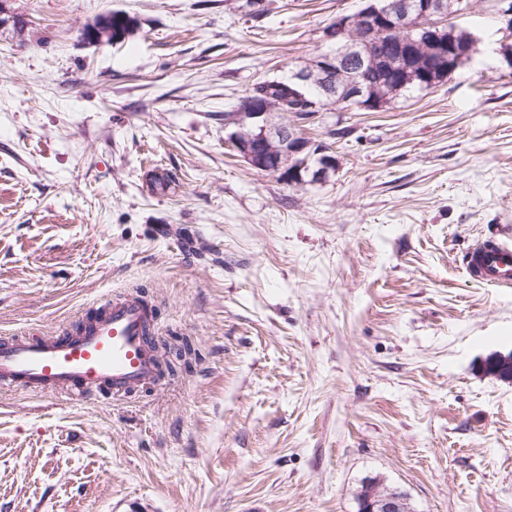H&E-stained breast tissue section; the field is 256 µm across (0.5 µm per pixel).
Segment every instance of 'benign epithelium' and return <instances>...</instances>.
<instances>
[{"label":"benign epithelium","mask_w":512,"mask_h":512,"mask_svg":"<svg viewBox=\"0 0 512 512\" xmlns=\"http://www.w3.org/2000/svg\"><path fill=\"white\" fill-rule=\"evenodd\" d=\"M463 10V0H366L327 30V38L336 45L333 51L292 72L286 81L258 82L261 90L224 113V143L257 170L278 174L285 182L301 178L304 166L298 156L307 148L304 136L293 125L273 120L272 113L317 111L319 103L306 93L310 85L324 99L379 110L388 96L371 93L365 79V73L377 66L388 74L393 92L417 79L423 85H436L453 72L451 62L465 59L477 44L475 38L459 43L447 33L448 20ZM355 28L359 34L350 35ZM82 37L94 45L112 42L106 24L84 29ZM319 154L314 174L325 179L336 173V157L322 150ZM360 512H406V506L396 492L368 483L360 497Z\"/></svg>","instance_id":"benign-epithelium-1"}]
</instances>
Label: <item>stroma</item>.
<instances>
[{
	"label": "stroma",
	"mask_w": 512,
	"mask_h": 512,
	"mask_svg": "<svg viewBox=\"0 0 512 512\" xmlns=\"http://www.w3.org/2000/svg\"><path fill=\"white\" fill-rule=\"evenodd\" d=\"M0 0V334L136 289L188 364L131 401L0 391V512H512V288L462 255L512 229V18L378 112L289 115L336 158L289 185L225 146L257 82L361 0ZM122 11L137 33L81 38ZM165 169L175 190L153 194ZM405 509L403 498L377 483H367L360 497V512H406Z\"/></svg>",
	"instance_id": "obj_1"
}]
</instances>
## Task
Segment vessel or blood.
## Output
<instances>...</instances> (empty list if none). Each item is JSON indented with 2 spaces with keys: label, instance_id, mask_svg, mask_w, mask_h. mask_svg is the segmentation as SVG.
Segmentation results:
<instances>
[{
  "label": "vessel or blood",
  "instance_id": "1",
  "mask_svg": "<svg viewBox=\"0 0 512 512\" xmlns=\"http://www.w3.org/2000/svg\"><path fill=\"white\" fill-rule=\"evenodd\" d=\"M472 279L493 288L512 286V238L485 237L468 248ZM159 331L152 307L135 290L84 312L78 323L34 338L0 336V390L38 397L64 395L128 401L162 376L153 345Z\"/></svg>",
  "mask_w": 512,
  "mask_h": 512
}]
</instances>
